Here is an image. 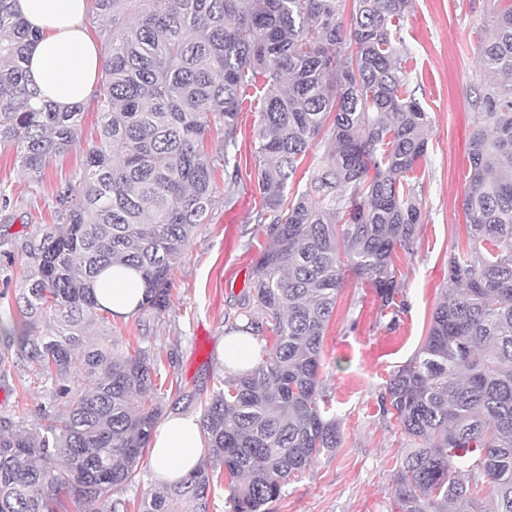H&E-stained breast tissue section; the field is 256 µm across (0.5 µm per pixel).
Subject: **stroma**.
Instances as JSON below:
<instances>
[{"label":"stroma","mask_w":512,"mask_h":512,"mask_svg":"<svg viewBox=\"0 0 512 512\" xmlns=\"http://www.w3.org/2000/svg\"><path fill=\"white\" fill-rule=\"evenodd\" d=\"M497 0H413L403 21L405 66L415 98L430 117L429 153L417 169L422 187V222L411 250L397 251L401 288L385 308L370 281L348 280L324 336L322 376L342 423V442L303 478L289 482L268 512H396L393 475L413 443L389 423L380 397L390 374L422 344L432 311L448 284V256L466 245L462 207L469 181L468 142L474 129L472 103L480 89L479 43ZM240 113L235 161L241 184L219 203L187 243L174 270L172 306L142 334L138 315L114 316L89 330L127 352L151 345L161 360L160 382H177L187 392L211 391L224 370L218 349L234 322L237 298L265 245L251 214L260 207L256 191L254 136L263 96ZM96 107L82 114L78 141L50 163L45 178L28 186L15 148L0 150V223L19 237L33 225L50 224L56 196L66 180L84 171ZM50 386L29 369L0 371V416L34 420Z\"/></svg>","instance_id":"stroma-1"}]
</instances>
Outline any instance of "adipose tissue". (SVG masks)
Segmentation results:
<instances>
[{"label": "adipose tissue", "instance_id": "obj_1", "mask_svg": "<svg viewBox=\"0 0 512 512\" xmlns=\"http://www.w3.org/2000/svg\"><path fill=\"white\" fill-rule=\"evenodd\" d=\"M14 8L33 34L25 68L41 101L60 112L88 103L103 59L82 26L86 0H14ZM143 290L140 274L121 265L104 272L94 288L98 302L122 316L135 313ZM151 448L150 469L157 480L174 482L188 476L203 457L197 418L170 416L156 430Z\"/></svg>", "mask_w": 512, "mask_h": 512}]
</instances>
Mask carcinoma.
Masks as SVG:
<instances>
[{
    "instance_id": "cac0c4a2",
    "label": "carcinoma",
    "mask_w": 512,
    "mask_h": 512,
    "mask_svg": "<svg viewBox=\"0 0 512 512\" xmlns=\"http://www.w3.org/2000/svg\"><path fill=\"white\" fill-rule=\"evenodd\" d=\"M106 22L95 90L97 134L77 180L58 195L59 222L21 241L19 318L0 368L50 382L35 422L0 417V512H128L116 492L140 482L159 420L200 406L208 458L159 483L138 512H208L224 477L233 512H266L293 478L336 451L341 423L320 376L322 344L348 278L381 304L400 290L393 254L412 248L422 210L414 173L429 116L409 90L401 21L412 0H91ZM31 33L0 0V144L17 148L31 182L78 139L81 111L32 105ZM484 90L473 108L470 242L448 256V288L415 355L386 383L380 408L420 442L393 476L398 512H512V4L480 49ZM262 82L256 189L265 247L238 299L252 335L272 338L251 369L205 396H154L149 346L117 354L88 343L109 322L93 283L109 266L145 284L138 311L156 317L186 243L216 206V166L230 172L238 115ZM319 154L305 187L293 178ZM487 492L484 505L477 495ZM103 507L98 508L96 504Z\"/></svg>"
}]
</instances>
